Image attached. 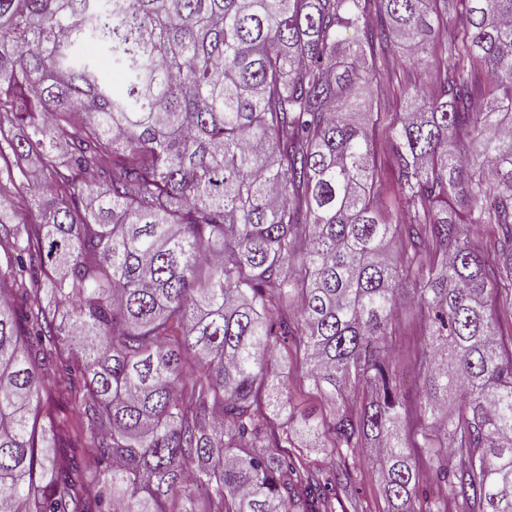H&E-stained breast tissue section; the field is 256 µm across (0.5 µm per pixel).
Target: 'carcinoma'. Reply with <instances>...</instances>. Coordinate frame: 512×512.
I'll list each match as a JSON object with an SVG mask.
<instances>
[{"label": "carcinoma", "instance_id": "cac0c4a2", "mask_svg": "<svg viewBox=\"0 0 512 512\" xmlns=\"http://www.w3.org/2000/svg\"><path fill=\"white\" fill-rule=\"evenodd\" d=\"M381 134L404 224L377 207ZM1 197L41 217L0 205V512H336L363 453L390 512H512V0H0ZM404 304L428 328L408 441ZM277 335L335 406L320 424ZM374 94L375 109L378 108L379 112H382L381 115L384 116L385 123L390 119L396 118V115L398 116L402 112L396 95H394L391 87L387 84L381 83L375 89ZM292 344H288V396L299 412H305L313 417L320 418L329 414L331 408L320 398L317 392L300 377V367L291 355ZM292 451L302 456L311 467L319 469L322 473L329 472L330 459L324 448H310L307 443L298 442V446L292 448Z\"/></svg>", "mask_w": 512, "mask_h": 512}]
</instances>
